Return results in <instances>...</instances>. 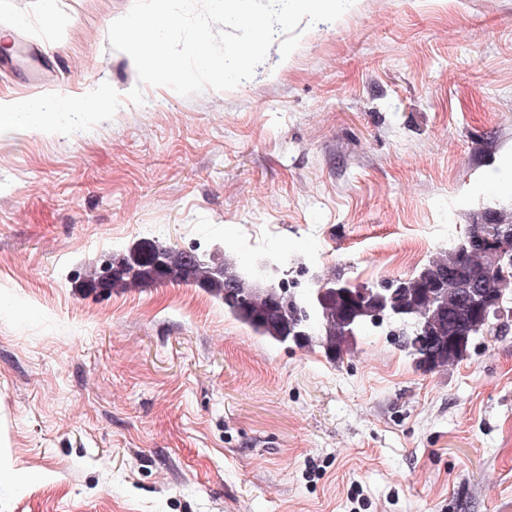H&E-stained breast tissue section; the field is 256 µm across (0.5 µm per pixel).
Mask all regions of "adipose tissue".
Returning <instances> with one entry per match:
<instances>
[{"label": "adipose tissue", "mask_w": 512, "mask_h": 512, "mask_svg": "<svg viewBox=\"0 0 512 512\" xmlns=\"http://www.w3.org/2000/svg\"><path fill=\"white\" fill-rule=\"evenodd\" d=\"M117 95L104 86L94 93L77 99H45L29 102L0 96V128L19 126L34 131L51 132L58 128L62 113L94 115L114 107Z\"/></svg>", "instance_id": "1"}]
</instances>
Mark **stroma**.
Here are the masks:
<instances>
[{"instance_id": "obj_1", "label": "stroma", "mask_w": 512, "mask_h": 512, "mask_svg": "<svg viewBox=\"0 0 512 512\" xmlns=\"http://www.w3.org/2000/svg\"><path fill=\"white\" fill-rule=\"evenodd\" d=\"M133 0H0L51 77L143 104L0 135V512H512V320L420 368L384 321L342 359L194 283L104 288L143 241L288 254L302 295L414 275L512 209V0H354L262 76L183 97L113 50Z\"/></svg>"}]
</instances>
